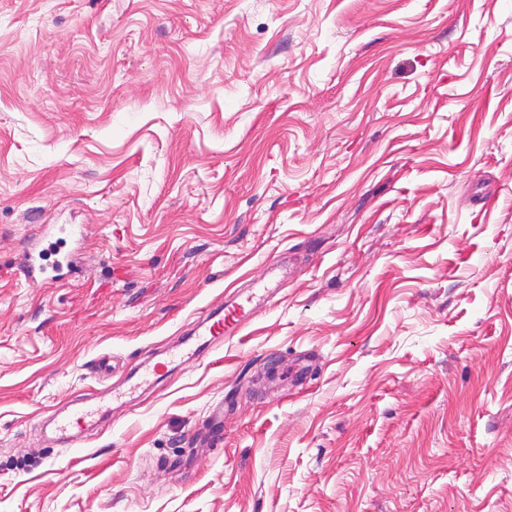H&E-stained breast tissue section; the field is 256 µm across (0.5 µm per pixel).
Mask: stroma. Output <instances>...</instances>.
I'll return each instance as SVG.
<instances>
[{"label":"stroma","mask_w":512,"mask_h":512,"mask_svg":"<svg viewBox=\"0 0 512 512\" xmlns=\"http://www.w3.org/2000/svg\"><path fill=\"white\" fill-rule=\"evenodd\" d=\"M0 512H512V0H0ZM224 306L221 305L204 318L196 322L190 336L184 341L187 343L193 336L201 337L206 348H214L223 341L230 340L239 335L253 310L249 307L256 298V293L248 296L225 295ZM94 410L88 405L74 408L60 421L55 420V431L58 440H66L73 437L75 429L82 430L90 423Z\"/></svg>","instance_id":"obj_1"}]
</instances>
